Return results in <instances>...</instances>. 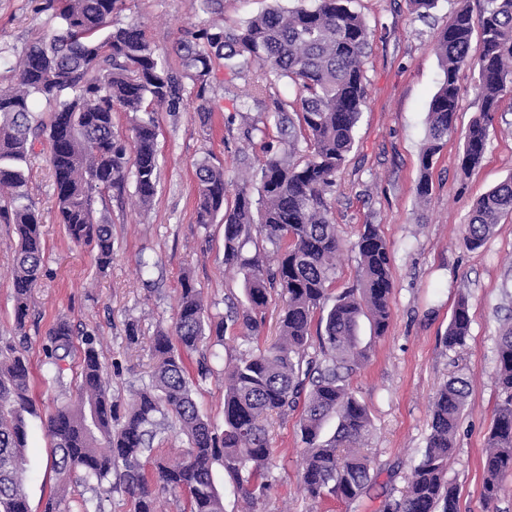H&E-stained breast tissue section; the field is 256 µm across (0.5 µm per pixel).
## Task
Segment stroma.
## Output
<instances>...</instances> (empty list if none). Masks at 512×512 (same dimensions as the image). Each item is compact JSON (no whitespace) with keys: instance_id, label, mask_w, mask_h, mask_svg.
<instances>
[{"instance_id":"obj_1","label":"stroma","mask_w":512,"mask_h":512,"mask_svg":"<svg viewBox=\"0 0 512 512\" xmlns=\"http://www.w3.org/2000/svg\"><path fill=\"white\" fill-rule=\"evenodd\" d=\"M369 31L364 60L366 104L356 128V143L336 175L330 195L332 217L343 250L338 258L335 291L358 278L354 248L361 225H379L389 247L393 290L392 317L386 334L371 337L368 325L359 336L369 358L350 379L367 407L372 428L367 440L375 479L356 500H315L301 488L299 412L267 421L274 467L272 488L263 512H383L385 502L401 498L412 467L426 446L433 396L451 374H464L470 396L456 434V452L448 478L459 493V512H512V474L501 483L498 500L481 498L482 457L498 401L495 385L496 341L512 323V217L498 224L476 250L464 243V226L473 203L512 175V95H504L481 163L460 170L461 133L480 102L465 70V93L449 136L429 174L431 192L419 199L420 157L427 133L429 103L443 79L433 37L461 8L479 15L483 0H437L428 15H418L411 0H357ZM47 0H0V88L12 83L10 65L32 43L43 40L53 22ZM114 20L139 23L161 56L174 55L177 39L198 32L212 17L196 0H124ZM215 94L221 109L209 130H201L198 101L184 94L174 109L160 112L159 183L148 212L134 204V185L112 190L98 206L112 226V265L98 272L89 248L74 246L55 212L49 147L39 144L28 164L26 192L41 216L46 247L45 274L30 300L26 333L39 416L27 419V462L23 485L31 512H43L56 485L48 467L50 452L44 411L75 391L76 361L63 381L48 379L42 341L58 319L95 339L108 372L112 395L128 400L147 385L153 367L150 341L173 325L181 279L190 276L202 288L213 321L228 302L243 303V275L224 264V225L196 222L195 166L210 159L224 167L227 179L241 173L244 147L235 102L250 86L217 72ZM17 236L0 223V336L14 332L12 271ZM469 306L470 330L464 346L448 349L442 338L459 298ZM137 323L138 344H128V323ZM238 328L224 327V341L200 347L213 368L197 381L195 398L215 426L224 424V367L250 349ZM119 372H111L112 363Z\"/></svg>"}]
</instances>
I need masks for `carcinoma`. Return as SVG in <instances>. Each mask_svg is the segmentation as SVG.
Returning <instances> with one entry per match:
<instances>
[{"instance_id": "obj_1", "label": "carcinoma", "mask_w": 512, "mask_h": 512, "mask_svg": "<svg viewBox=\"0 0 512 512\" xmlns=\"http://www.w3.org/2000/svg\"><path fill=\"white\" fill-rule=\"evenodd\" d=\"M356 0H315V5L276 4L237 27L216 22L175 46L178 70L156 54L140 25H115L123 0H49L56 20L48 37L25 49L14 83L0 90V221L18 234L13 275L16 330L25 334L28 300L45 268L39 213L26 203L24 166L35 142L48 133L49 162L59 223L70 241L95 251L99 271L112 264V225L96 203L114 187L132 181L139 205L152 203L158 186V114L182 96L185 85L200 101L202 131L220 110L210 96L215 65L231 77L254 75L239 100L241 139L251 142L273 122L278 147L263 148L257 165L244 163L256 182L235 188L227 205L224 168L205 158L196 164L197 217L207 225L222 217L224 264L243 274L246 303L230 304L225 318L242 337L261 332V315L271 291L282 300L278 339L250 349L224 370V429L199 411L186 357L198 351L209 328L203 292L182 281L175 321L153 336L151 383L134 391L125 410L107 390L103 365L90 334H76L61 318L43 344L48 373L61 381L65 363L79 359V383L71 399L46 415L50 467L57 489L44 512H61L70 481L120 490L134 512H158V497L144 474L152 463L154 482L184 497L185 512H224L213 472L223 468L245 512H258L272 482L273 461L266 422L301 408L299 432L305 445L301 480L313 499L355 500L372 480L364 450L371 431L367 407L351 391L350 378L367 359L359 326L386 333L393 282L380 225L364 224L355 248L358 284L330 296L336 281L341 240L330 219L328 195L346 155L366 101L362 58L369 28ZM478 50L472 51L474 31ZM444 78L428 108L427 143L421 155L417 196L430 195L428 173L448 136L465 89L460 71L471 69L481 102L463 136L461 170L482 160L494 112L512 92V0H484L479 25L458 10L434 37ZM286 78L299 91L298 107L271 92ZM51 106L49 121L36 115L38 101ZM263 111V119L250 116ZM130 114L131 139L116 134L112 113ZM512 215V176L472 206L464 239L480 248L502 219ZM273 248L275 265L243 255L253 225ZM317 336H312V325ZM468 302H457L443 343L452 350L469 335ZM314 352H309V349ZM495 382L501 396L483 460L481 497L494 503L502 476L512 470V324L499 337ZM470 394V383L452 376L436 392L426 448L413 467L403 499L384 512H458L457 487L448 481V461ZM36 414L32 368L23 341L0 337V512H29L22 475L26 463V416ZM336 418L334 435L322 430ZM176 426L187 438L186 456L169 463L155 453L161 431Z\"/></svg>"}]
</instances>
